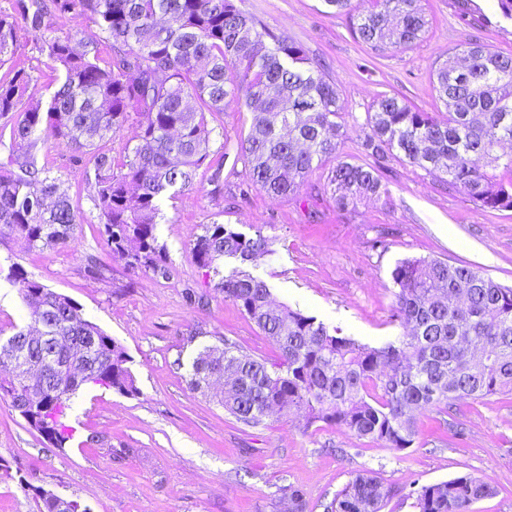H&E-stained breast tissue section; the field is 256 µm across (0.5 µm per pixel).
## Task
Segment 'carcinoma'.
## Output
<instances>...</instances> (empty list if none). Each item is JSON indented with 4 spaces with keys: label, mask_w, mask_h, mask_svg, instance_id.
Returning a JSON list of instances; mask_svg holds the SVG:
<instances>
[{
    "label": "carcinoma",
    "mask_w": 512,
    "mask_h": 512,
    "mask_svg": "<svg viewBox=\"0 0 512 512\" xmlns=\"http://www.w3.org/2000/svg\"><path fill=\"white\" fill-rule=\"evenodd\" d=\"M336 15L349 16L352 32L377 52L401 50L423 37L428 19L423 0H322ZM87 15L99 34L75 50L72 38L52 34L54 17ZM39 42L53 63V78L37 94L33 75L19 69L0 79V119L10 122L9 141L0 131V235L18 234L34 249L67 242L80 217L49 167L50 142L73 147L72 161L91 165L93 206L106 243L133 269L168 274L158 244L163 195L174 198L192 184L198 168L213 169L221 189L224 156L211 153L207 115L229 102L260 106L239 156L252 184L275 197L301 194L314 165L338 155L340 124L336 88L309 65L303 47L248 17L235 0H10L0 11V67L15 54L18 31ZM109 61L100 65L103 47ZM432 72L439 118L397 95H381L368 113L366 151L375 165L340 160L330 183L336 207L362 196L387 194L377 171L398 152L409 163L440 170L448 186L483 209H512V154L498 151L512 141V57L469 43ZM135 121L137 143L114 153L103 147L112 133ZM268 252V239L234 227L210 224L196 238L198 265L218 278L216 288L267 336L279 351L269 364L242 352L222 336L193 358L190 384L203 390L206 371L220 363L236 367L224 382L219 404L237 421L257 426L277 407L300 412L306 426L324 422L358 440L403 451L416 438L415 412L452 408L462 398L482 400L512 394V288L466 265L431 258L404 259L391 276L394 317L406 332L372 347L329 329L316 317L274 305L266 282L219 261L242 263ZM4 280L31 307L45 340L30 356L51 360L53 346L68 336L99 337L87 360L95 373L52 372L29 383L16 372L15 340L21 328L0 340V398H8L26 423L58 449L72 437L65 423L70 399L83 385L123 395L138 394L125 348L86 319L70 297L30 278L17 262ZM86 273L105 278L109 268L94 255ZM223 349L224 359L209 352ZM493 487L470 473L411 490L415 512H473ZM397 495L377 478L359 474L325 505V512H382Z\"/></svg>",
    "instance_id": "1"
}]
</instances>
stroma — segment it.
I'll list each match as a JSON object with an SVG mask.
<instances>
[{"label": "stroma", "instance_id": "35a3bbf8", "mask_svg": "<svg viewBox=\"0 0 512 512\" xmlns=\"http://www.w3.org/2000/svg\"><path fill=\"white\" fill-rule=\"evenodd\" d=\"M487 20L468 25L457 0H425L430 25L422 41L379 54L351 32L347 17L328 14L322 0H236L247 15L301 44L323 78L340 93L338 159L308 177L301 195L275 198L250 185L249 169L233 161L252 114L229 104L211 118L212 149L228 152L221 191L201 167L192 187L162 199L158 242L168 277L128 269L112 254L90 196L85 168L70 164V147L53 145L49 160L80 217L65 245L29 248L15 235L0 239V262L19 263L29 277L76 301L85 318L122 344L139 389L131 397L83 387L70 402L71 443L53 448L0 400V512H39L46 489L77 498L92 512H288V486L304 490L309 512H324L357 474L383 483L433 484L470 473L495 487L473 512H512V396L460 401L461 434L446 415H417L412 448L398 452L339 428L305 427L302 414L277 415L251 427L188 385L197 351L224 336L247 354L275 361L278 351L242 311L226 301L191 248L206 225L262 233L268 254L246 269L263 279L275 303L316 316L344 334L380 347L402 335L392 318L391 272L406 258L463 264L512 287V210L478 207L403 156L381 170L388 194L340 210L329 178L337 160L369 163L363 142L367 114L379 94L396 93L428 112H442L430 74L470 42L512 54V21L498 0H476ZM108 265L105 279L85 273L87 255ZM203 306L185 301L186 290Z\"/></svg>", "mask_w": 512, "mask_h": 512}]
</instances>
